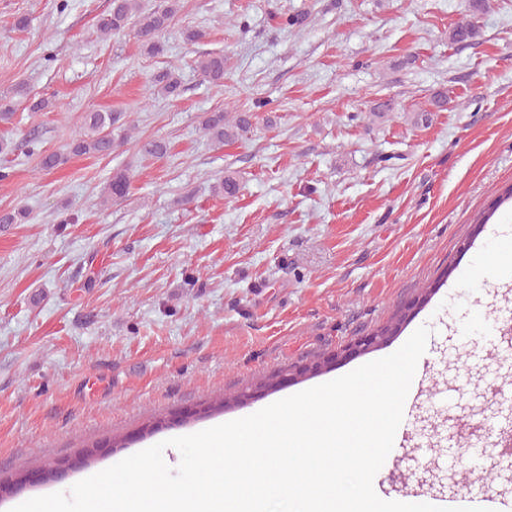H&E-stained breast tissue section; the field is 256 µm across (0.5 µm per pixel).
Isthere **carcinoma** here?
<instances>
[{"label":"carcinoma","instance_id":"1","mask_svg":"<svg viewBox=\"0 0 512 512\" xmlns=\"http://www.w3.org/2000/svg\"><path fill=\"white\" fill-rule=\"evenodd\" d=\"M178 10V0H160L151 11L142 12L139 0H112V7L98 21V29L102 33H121L133 30L142 48L150 55L162 51L156 37L172 21ZM479 33L478 26L473 21L456 24L449 32V39L456 44L470 43ZM197 69L209 83L220 86L224 83V54L206 53L197 61ZM153 83L167 97H177L181 92V81L174 70L162 69L153 77ZM121 120V115L112 112H90L86 115V131L80 137L72 140L70 151L76 155H92L97 157L109 156L119 146L118 139L112 135L115 125ZM251 115L239 112L234 116L233 123L225 122L224 111L210 112L203 121V129L210 139L217 143L230 142L247 134L251 129ZM167 144L159 139H147L140 143L139 151L148 157H161L167 153ZM129 189V178L118 172L112 176L108 184L109 194L118 199L126 196ZM217 194L230 199L239 192V183L231 175L214 186ZM407 320V315L401 311L379 329L377 335L388 337L397 334L399 328Z\"/></svg>","mask_w":512,"mask_h":512}]
</instances>
